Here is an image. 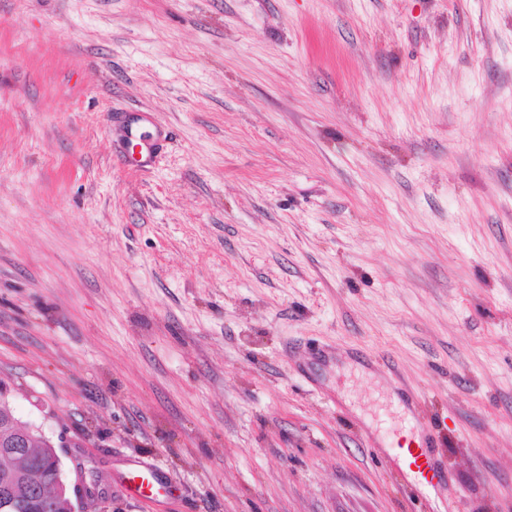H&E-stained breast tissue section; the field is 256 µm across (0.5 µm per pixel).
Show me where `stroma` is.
Wrapping results in <instances>:
<instances>
[{"instance_id": "stroma-1", "label": "stroma", "mask_w": 512, "mask_h": 512, "mask_svg": "<svg viewBox=\"0 0 512 512\" xmlns=\"http://www.w3.org/2000/svg\"><path fill=\"white\" fill-rule=\"evenodd\" d=\"M0 387L84 512H512V0H0ZM153 120L148 113H144L142 115H138L134 120L126 128V137L128 139H134L136 141V145L140 147L139 150V158L137 160V165L141 167L151 166L157 153L161 149V132L157 131L155 136L147 133L146 131H142L139 133V130L147 127L148 125H152ZM412 460L410 461V467H414V473L416 474L417 482L420 486L433 485L434 479L437 477V468L426 453L421 452L417 455L411 453ZM126 491L140 502H160V498L170 496L168 481L155 469L131 466L124 477Z\"/></svg>"}]
</instances>
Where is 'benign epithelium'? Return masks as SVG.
Returning <instances> with one entry per match:
<instances>
[{"instance_id":"7a95c632","label":"benign epithelium","mask_w":512,"mask_h":512,"mask_svg":"<svg viewBox=\"0 0 512 512\" xmlns=\"http://www.w3.org/2000/svg\"><path fill=\"white\" fill-rule=\"evenodd\" d=\"M46 460L52 477L45 483L31 474L35 460ZM0 512H14L21 502L43 503L55 512H79L76 503L98 494L96 481L86 470H76L77 479L63 476L56 445L39 430L23 424L15 416L4 392L0 391Z\"/></svg>"}]
</instances>
